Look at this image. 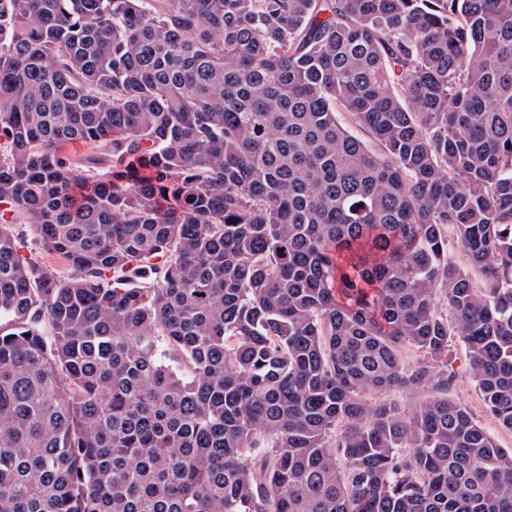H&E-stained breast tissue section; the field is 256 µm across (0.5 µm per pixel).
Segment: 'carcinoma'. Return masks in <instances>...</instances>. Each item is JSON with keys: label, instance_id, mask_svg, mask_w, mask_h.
I'll return each instance as SVG.
<instances>
[{"label": "carcinoma", "instance_id": "obj_1", "mask_svg": "<svg viewBox=\"0 0 512 512\" xmlns=\"http://www.w3.org/2000/svg\"><path fill=\"white\" fill-rule=\"evenodd\" d=\"M454 339L512 432V0H0V512H512ZM13 231L15 233H21L24 237L28 246V248L25 249L28 257H31L36 263L40 265L49 263L55 265V267L59 270L65 271L66 268L60 259L52 257L41 250L36 242L35 235L28 224H14ZM448 368L455 373V378L448 388V398L463 404L474 418L498 441L502 448H512V435L502 430L487 412L480 392L470 378L468 362L464 347L455 344L452 355L448 358Z\"/></svg>", "mask_w": 512, "mask_h": 512}]
</instances>
